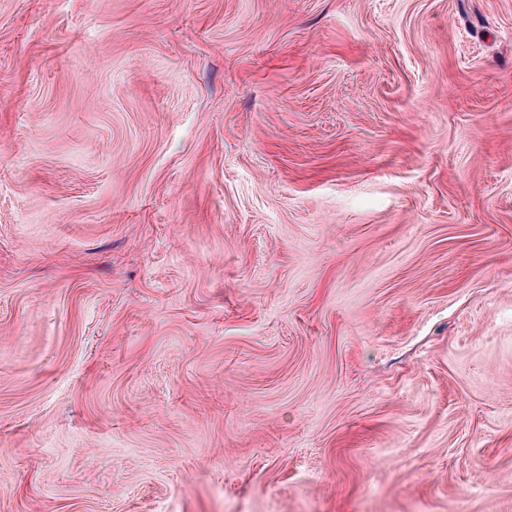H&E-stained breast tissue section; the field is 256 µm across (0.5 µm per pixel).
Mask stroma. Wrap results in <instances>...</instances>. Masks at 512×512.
<instances>
[{"label":"stroma","mask_w":512,"mask_h":512,"mask_svg":"<svg viewBox=\"0 0 512 512\" xmlns=\"http://www.w3.org/2000/svg\"><path fill=\"white\" fill-rule=\"evenodd\" d=\"M0 512H512V0H0Z\"/></svg>","instance_id":"1"}]
</instances>
